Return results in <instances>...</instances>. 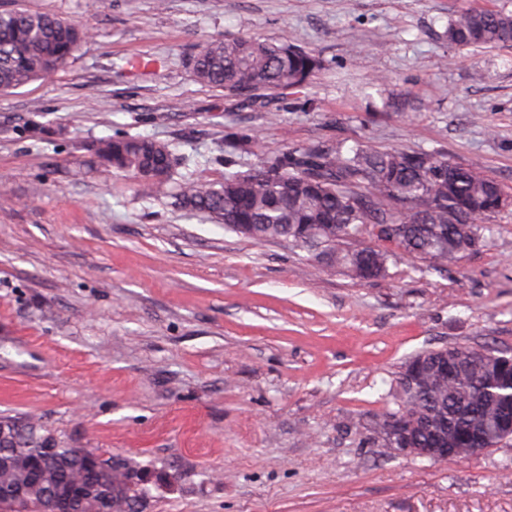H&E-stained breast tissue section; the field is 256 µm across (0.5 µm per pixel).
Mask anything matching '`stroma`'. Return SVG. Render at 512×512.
<instances>
[{
  "label": "stroma",
  "mask_w": 512,
  "mask_h": 512,
  "mask_svg": "<svg viewBox=\"0 0 512 512\" xmlns=\"http://www.w3.org/2000/svg\"><path fill=\"white\" fill-rule=\"evenodd\" d=\"M512 0H0L89 32L66 65L0 94V418L150 474L141 512H512V440L467 460L384 448L404 362L512 351V204L448 271L328 269L174 206L291 149L362 143L477 168L512 200V45L448 43L459 12ZM295 42L307 82L232 95L187 59L215 38ZM168 144L142 194L99 139Z\"/></svg>",
  "instance_id": "stroma-1"
}]
</instances>
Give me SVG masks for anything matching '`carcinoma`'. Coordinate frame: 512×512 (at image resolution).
Instances as JSON below:
<instances>
[{"label": "carcinoma", "mask_w": 512, "mask_h": 512, "mask_svg": "<svg viewBox=\"0 0 512 512\" xmlns=\"http://www.w3.org/2000/svg\"><path fill=\"white\" fill-rule=\"evenodd\" d=\"M85 38L77 24L55 15L0 13V91L23 87L57 71ZM448 42L457 48L512 43V14L461 12L448 23ZM319 66L316 56L277 40H211L189 60L198 82L243 94L302 86ZM97 161L132 174L145 194L170 177L172 154L164 143L142 137L101 139ZM176 203L204 212L224 229L256 241L283 239L312 252L336 251V266L357 267L362 278L387 274L386 250L363 246L367 225L376 237L403 252L429 260L442 272L476 247L485 222L507 207L499 184L475 169L426 151L378 152L356 143L348 148L292 149L268 158L248 173L229 172L224 183L185 182ZM456 345L427 349L405 361L395 408L378 427L387 448H496L512 437V355ZM132 463L110 454L96 462L78 448H53L28 436L0 445V498L20 488L42 508L51 484L64 490L81 477L91 484L88 506L108 497L118 512H136L141 488L131 479Z\"/></svg>", "instance_id": "carcinoma-1"}]
</instances>
